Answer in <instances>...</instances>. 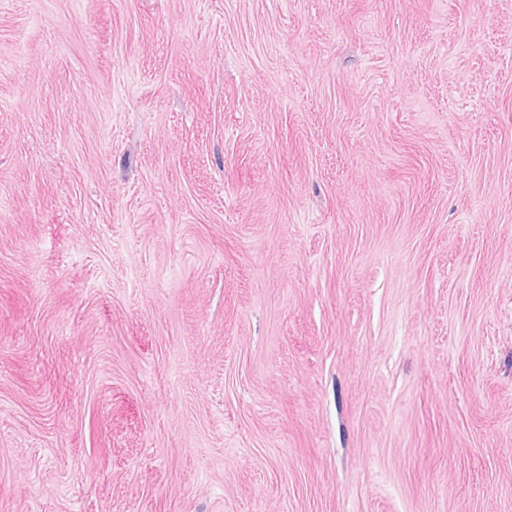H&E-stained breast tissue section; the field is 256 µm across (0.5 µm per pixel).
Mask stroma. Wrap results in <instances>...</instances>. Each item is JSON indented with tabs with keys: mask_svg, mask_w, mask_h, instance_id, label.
Returning a JSON list of instances; mask_svg holds the SVG:
<instances>
[{
	"mask_svg": "<svg viewBox=\"0 0 512 512\" xmlns=\"http://www.w3.org/2000/svg\"><path fill=\"white\" fill-rule=\"evenodd\" d=\"M0 512H512V0H0Z\"/></svg>",
	"mask_w": 512,
	"mask_h": 512,
	"instance_id": "obj_1",
	"label": "stroma"
}]
</instances>
